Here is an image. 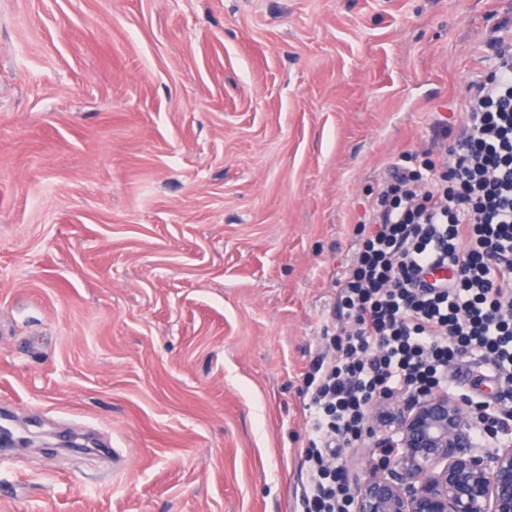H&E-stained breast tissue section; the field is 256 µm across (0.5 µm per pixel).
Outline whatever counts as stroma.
I'll return each mask as SVG.
<instances>
[{
    "mask_svg": "<svg viewBox=\"0 0 512 512\" xmlns=\"http://www.w3.org/2000/svg\"><path fill=\"white\" fill-rule=\"evenodd\" d=\"M512 0H0V512H303L305 374L392 164Z\"/></svg>",
    "mask_w": 512,
    "mask_h": 512,
    "instance_id": "35a3bbf8",
    "label": "stroma"
}]
</instances>
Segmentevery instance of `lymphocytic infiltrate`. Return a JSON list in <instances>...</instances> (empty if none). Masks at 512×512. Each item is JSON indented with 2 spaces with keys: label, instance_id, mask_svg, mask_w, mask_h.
<instances>
[{
  "label": "lymphocytic infiltrate",
  "instance_id": "obj_1",
  "mask_svg": "<svg viewBox=\"0 0 512 512\" xmlns=\"http://www.w3.org/2000/svg\"><path fill=\"white\" fill-rule=\"evenodd\" d=\"M489 47L494 67L471 83L461 126L440 128L430 146L447 152L445 169L393 166L356 228L335 305L345 324L308 375L305 512H349L338 459L359 447L372 401L447 390L449 366L469 356L492 366L498 389L493 401L465 400L473 444L512 432V38ZM436 265L451 277L430 281Z\"/></svg>",
  "mask_w": 512,
  "mask_h": 512
}]
</instances>
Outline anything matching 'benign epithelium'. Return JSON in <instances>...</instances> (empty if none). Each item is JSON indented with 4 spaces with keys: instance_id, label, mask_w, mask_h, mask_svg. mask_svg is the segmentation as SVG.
I'll list each match as a JSON object with an SVG mask.
<instances>
[{
    "instance_id": "1",
    "label": "benign epithelium",
    "mask_w": 512,
    "mask_h": 512,
    "mask_svg": "<svg viewBox=\"0 0 512 512\" xmlns=\"http://www.w3.org/2000/svg\"><path fill=\"white\" fill-rule=\"evenodd\" d=\"M368 430L394 449L354 485L355 512H512V443L472 448L470 420L447 392L369 407Z\"/></svg>"
}]
</instances>
